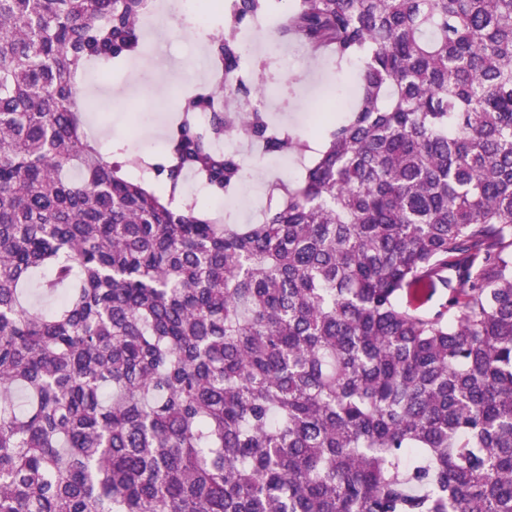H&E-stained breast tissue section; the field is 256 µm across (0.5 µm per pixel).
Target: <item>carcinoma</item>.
Masks as SVG:
<instances>
[{
  "label": "carcinoma",
  "instance_id": "obj_1",
  "mask_svg": "<svg viewBox=\"0 0 512 512\" xmlns=\"http://www.w3.org/2000/svg\"><path fill=\"white\" fill-rule=\"evenodd\" d=\"M147 2L0 0V512H512V0H295L275 39L362 62L317 148L228 104L275 3L231 0L158 190L78 105ZM231 135L313 154L257 224L180 202Z\"/></svg>",
  "mask_w": 512,
  "mask_h": 512
}]
</instances>
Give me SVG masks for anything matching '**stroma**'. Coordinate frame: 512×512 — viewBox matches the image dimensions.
Segmentation results:
<instances>
[{
    "mask_svg": "<svg viewBox=\"0 0 512 512\" xmlns=\"http://www.w3.org/2000/svg\"><path fill=\"white\" fill-rule=\"evenodd\" d=\"M242 32L253 38L257 46L252 59L246 62L247 67L267 60L275 73L268 82L274 95L266 106L276 124L312 138L314 116L326 112L327 100L319 94L326 85L334 86L337 95L346 97L349 103H357L358 61L337 66L292 40L282 42V58L269 60L263 48L271 42V33L255 31L248 23L243 25ZM193 38L183 15L171 14L155 24L149 41L161 46L169 57L164 86L160 89L136 79L150 61L144 54L88 68L83 83L93 87L97 98L112 103L111 111L94 116L106 150L121 146L127 138L143 135L148 139L154 162H164L165 142L177 119L176 105L193 87L207 80L209 49L204 45L192 47ZM234 148L245 164V180L235 192L222 197L209 194L199 199L198 204L209 213L231 215L233 223L254 224L264 207L270 183L297 182L302 163L293 155L262 153L255 144L246 141H235Z\"/></svg>",
    "mask_w": 512,
    "mask_h": 512,
    "instance_id": "35a3bbf8",
    "label": "stroma"
}]
</instances>
